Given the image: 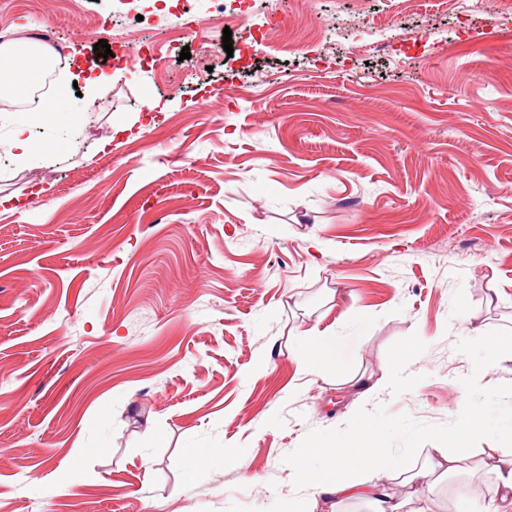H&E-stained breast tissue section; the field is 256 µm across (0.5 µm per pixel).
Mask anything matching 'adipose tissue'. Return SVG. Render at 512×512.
Returning a JSON list of instances; mask_svg holds the SVG:
<instances>
[{"label":"adipose tissue","mask_w":512,"mask_h":512,"mask_svg":"<svg viewBox=\"0 0 512 512\" xmlns=\"http://www.w3.org/2000/svg\"><path fill=\"white\" fill-rule=\"evenodd\" d=\"M58 62L59 56L53 49L37 43L0 45V73L5 76L0 82V96L14 98L22 95ZM84 121L83 112L71 111L63 115L57 112L54 100H39L35 111L24 113L12 123L10 149L13 158L21 165L36 160L38 150L28 133L30 124L75 128ZM308 452L322 455L327 462L325 470L311 478L324 512H342V504L350 499L367 501L372 512H405L403 502L392 498L382 485L369 484L356 477L359 470L383 466L388 458L387 449L377 448L354 458L349 452L340 450L335 439L327 438L313 441Z\"/></svg>","instance_id":"adipose-tissue-1"}]
</instances>
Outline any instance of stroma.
<instances>
[{
  "label": "stroma",
  "mask_w": 512,
  "mask_h": 512,
  "mask_svg": "<svg viewBox=\"0 0 512 512\" xmlns=\"http://www.w3.org/2000/svg\"><path fill=\"white\" fill-rule=\"evenodd\" d=\"M248 4L137 0L139 25L119 0H0V33L73 58L49 95L87 111L32 127L34 169L56 172L32 183L0 112V196L24 204L0 206V512H305L292 460L364 424L391 467L362 480L410 512H493L484 451L512 450V352L490 348L512 332V0L466 21L464 0ZM309 333L347 337L336 366L298 368ZM464 402L486 430L462 441ZM194 448L237 457L189 485ZM431 448L466 470L402 481Z\"/></svg>",
  "instance_id": "35a3bbf8"
}]
</instances>
